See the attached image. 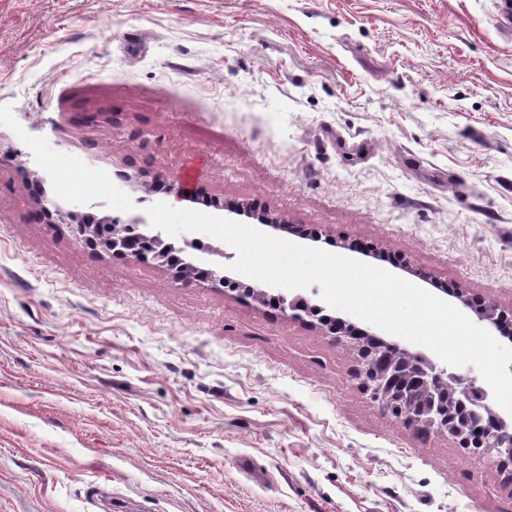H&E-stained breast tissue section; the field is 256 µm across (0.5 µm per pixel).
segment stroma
Listing matches in <instances>:
<instances>
[{"label":"stroma","mask_w":512,"mask_h":512,"mask_svg":"<svg viewBox=\"0 0 512 512\" xmlns=\"http://www.w3.org/2000/svg\"><path fill=\"white\" fill-rule=\"evenodd\" d=\"M498 0H0V512H512L396 419L317 317L79 241L191 160L197 211L312 228L512 312V30ZM196 267L233 263L211 236ZM55 222L57 224H69L78 238L87 245L96 242L94 229L90 224H84L79 220L78 213L73 209L64 210L55 207ZM109 486L111 485L98 483L88 484L83 498L86 504V511L97 508L104 512H112V492L107 489Z\"/></svg>","instance_id":"obj_1"}]
</instances>
